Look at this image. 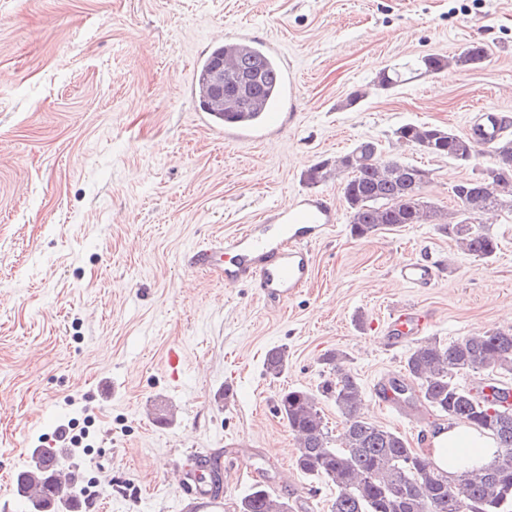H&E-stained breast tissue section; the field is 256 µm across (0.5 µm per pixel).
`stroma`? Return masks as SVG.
Wrapping results in <instances>:
<instances>
[{
    "instance_id": "35a3bbf8",
    "label": "stroma",
    "mask_w": 512,
    "mask_h": 512,
    "mask_svg": "<svg viewBox=\"0 0 512 512\" xmlns=\"http://www.w3.org/2000/svg\"><path fill=\"white\" fill-rule=\"evenodd\" d=\"M243 27L278 47L297 89L279 105L281 133L229 142L187 88ZM474 42L487 51L477 68L377 85L383 69ZM487 112L512 119V0H0V512H18L17 473L64 427L92 512H206L173 478L198 456L221 472L222 512L257 484L293 512H329L336 490L296 470L276 404L283 389L328 379L333 351L363 385L365 416L426 450L439 417L373 395L408 353L385 346L386 319L414 306L444 344L512 327V221L492 224L487 261L430 224L358 237L339 183L303 174L373 139L429 169L425 196L454 210L453 185L489 154L462 166L394 132L468 135ZM313 194L334 226L288 300L188 265L193 247ZM424 257L445 267L434 287L398 279ZM277 347L288 363L273 378Z\"/></svg>"
}]
</instances>
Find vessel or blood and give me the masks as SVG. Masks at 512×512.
<instances>
[{"mask_svg": "<svg viewBox=\"0 0 512 512\" xmlns=\"http://www.w3.org/2000/svg\"><path fill=\"white\" fill-rule=\"evenodd\" d=\"M331 211L316 198L302 196L279 209L276 222L263 232L246 227L230 237L191 251L187 262L199 269L218 268L225 286L250 281L264 297L285 300L306 285L312 274L311 244L332 227ZM236 252L234 263L224 266L220 260L225 249ZM400 280L414 288L435 286L440 268L428 260H410L397 270ZM429 320L411 307L390 312L386 340L397 347L423 334Z\"/></svg>", "mask_w": 512, "mask_h": 512, "instance_id": "1", "label": "vessel or blood"}]
</instances>
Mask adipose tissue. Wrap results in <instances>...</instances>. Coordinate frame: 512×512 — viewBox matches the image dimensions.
<instances>
[{
	"label": "adipose tissue",
	"mask_w": 512,
	"mask_h": 512,
	"mask_svg": "<svg viewBox=\"0 0 512 512\" xmlns=\"http://www.w3.org/2000/svg\"><path fill=\"white\" fill-rule=\"evenodd\" d=\"M432 459L440 468L479 466L490 461L496 452L492 440L479 436L467 424L456 422L430 433Z\"/></svg>",
	"instance_id": "1"
}]
</instances>
